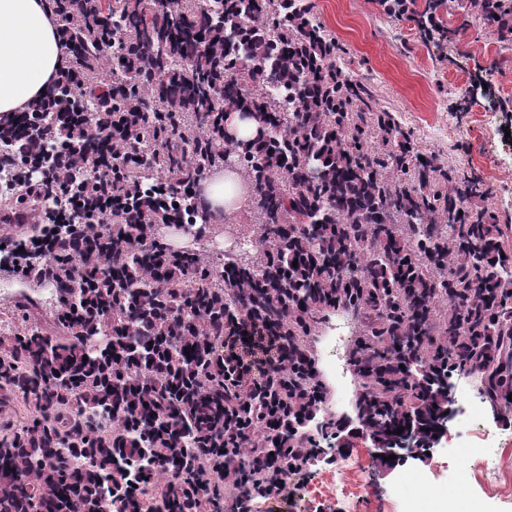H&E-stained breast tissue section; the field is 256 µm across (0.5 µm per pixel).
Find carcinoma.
Instances as JSON below:
<instances>
[{"label":"carcinoma","mask_w":512,"mask_h":512,"mask_svg":"<svg viewBox=\"0 0 512 512\" xmlns=\"http://www.w3.org/2000/svg\"><path fill=\"white\" fill-rule=\"evenodd\" d=\"M388 0L417 26L439 0ZM76 76L27 112L0 115L18 147L3 174L49 172L17 195L38 221L3 241L0 265L49 288L53 325L25 298L0 336V512H223L224 487L278 491L313 456L324 397L306 344L314 316L366 326L353 366L360 426L407 427L424 444L469 370L496 412L511 406L512 254L470 204L480 181L417 148L396 113L346 70L312 0H49ZM512 41V0H457ZM113 44L111 78L98 46ZM240 112L255 136L224 135ZM234 167L259 231L205 255L199 177ZM81 206L55 221L60 191ZM112 209L107 216L106 209ZM276 357L253 371V352ZM88 360H83V357Z\"/></svg>","instance_id":"carcinoma-1"}]
</instances>
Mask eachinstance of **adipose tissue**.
Here are the masks:
<instances>
[{
    "label": "adipose tissue",
    "instance_id": "ef3b65f1",
    "mask_svg": "<svg viewBox=\"0 0 512 512\" xmlns=\"http://www.w3.org/2000/svg\"><path fill=\"white\" fill-rule=\"evenodd\" d=\"M64 49L45 0H0V115L25 111L51 90ZM240 174L211 171L200 183L198 203L210 223L240 209L248 199Z\"/></svg>",
    "mask_w": 512,
    "mask_h": 512
}]
</instances>
